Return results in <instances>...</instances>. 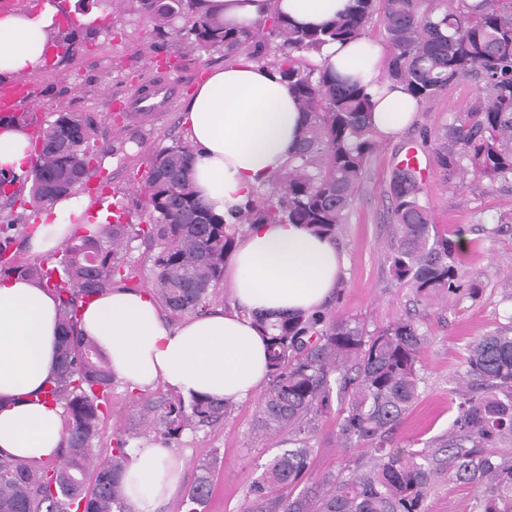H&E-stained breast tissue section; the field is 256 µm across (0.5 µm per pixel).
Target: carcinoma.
I'll return each instance as SVG.
<instances>
[{"mask_svg":"<svg viewBox=\"0 0 512 512\" xmlns=\"http://www.w3.org/2000/svg\"><path fill=\"white\" fill-rule=\"evenodd\" d=\"M192 0H140L158 34L190 10ZM379 23L389 44L388 78L403 83L420 102L436 98L464 79L477 81L470 110L430 136L434 166L443 177L473 172L495 183L512 178V0H352L336 19L297 29L273 16L256 27L229 31L216 17L196 15L186 29L191 43L224 49L275 67L296 91L309 122L298 151L267 185L236 213L235 222L196 196L190 174L194 148L177 142L148 164L137 191L138 223L122 221L125 206L110 204L116 222L89 224L57 254L22 264L11 251L14 224L0 229V279L13 275L52 289L60 303L63 336L59 365L43 391L63 407L64 460L39 467L0 453V512H128L121 476L130 454L118 438L111 454L93 463L92 441L112 390V370L80 329L90 298L120 283L136 289L128 255L141 240L153 249L155 290L172 311L203 314L210 289L224 279V264L254 224H302L336 240L366 166L380 141L370 121L373 102L364 88L333 75L306 55L330 41L366 36ZM92 123L58 112L42 124L41 149L32 166L31 207L71 192L90 174ZM18 178L0 177V198ZM389 195L396 223L388 260L393 279L424 299L473 295L461 284L456 241L433 231L429 202L409 167L398 169ZM268 338L270 382L256 405L255 433L287 431L292 447L275 457L249 486L253 506L245 512H426L434 477L484 487L480 512H512V461L492 448L512 438V328L466 345L467 390L461 393L452 428L431 448H395L388 434L410 411L424 382L420 359L425 336L401 320L369 333L360 321L327 308L260 321ZM350 390L339 423L346 448L367 447L370 461L323 478L318 491L286 499L278 492L296 486L309 468L312 419L330 408V375ZM229 405L204 395L170 397L155 412L143 405L146 430L170 444L187 429L213 425ZM95 465V482L84 478ZM212 491L199 476L183 500L185 512H200Z\"/></svg>","mask_w":512,"mask_h":512,"instance_id":"carcinoma-1","label":"carcinoma"}]
</instances>
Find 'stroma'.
Instances as JSON below:
<instances>
[{"mask_svg":"<svg viewBox=\"0 0 512 512\" xmlns=\"http://www.w3.org/2000/svg\"><path fill=\"white\" fill-rule=\"evenodd\" d=\"M76 45L58 51L51 67L37 75V105L44 119L73 112L92 119V140L108 151L110 164L101 167L93 186H79L94 203L123 195L135 203L137 179L159 150L185 140L181 115L197 84L214 68L224 66L220 49H191L185 37H156L154 24L140 10L139 0H116L111 12L87 37L86 27L70 26ZM170 61L163 74L176 86L168 105L143 122L113 121V98L131 96L145 84L151 65ZM475 84H452L438 97L421 102L414 124L382 140L371 157L348 222L336 239L345 257L342 279L328 306L343 316L359 319L373 332L401 320L416 322L426 336L421 361L426 382L416 406L394 428L391 440L399 448L421 449L445 435L456 415L455 394L465 370L468 342L512 325V180L487 185L473 175L441 181L433 168L426 134L468 111ZM416 148L423 168L418 180L429 201L432 221L439 234L461 236L466 249L459 255L463 284H477V297L448 303L417 301L409 286L397 283L386 260L395 223L388 187L398 160ZM162 386L135 397L128 386L113 382L110 412L99 423L92 447L108 455L116 439L136 448L149 435L141 423L143 400L167 397ZM255 400L233 404L224 419L211 427L185 430L172 451L185 461L181 489L156 512H183L187 488L211 463L212 493L204 512H245L250 503L248 487L268 463L286 448L285 435L257 437ZM340 400L314 420L310 467L303 487L318 485L325 476L337 475L364 461V448L342 447L338 424ZM483 491L440 476L426 501L427 512H478Z\"/></svg>","mask_w":512,"mask_h":512,"instance_id":"obj_1","label":"stroma"}]
</instances>
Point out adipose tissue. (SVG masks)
Segmentation results:
<instances>
[{"label": "adipose tissue", "mask_w": 512, "mask_h": 512, "mask_svg": "<svg viewBox=\"0 0 512 512\" xmlns=\"http://www.w3.org/2000/svg\"><path fill=\"white\" fill-rule=\"evenodd\" d=\"M349 0H197L200 13L225 28L250 27L277 13L304 28L322 26ZM58 6L0 15V82L44 71ZM381 48L367 40L322 46L332 73L357 78L374 102L372 124L390 137L415 120L419 104L403 84L380 78ZM195 147L191 178L197 194L228 215L280 171L296 151L306 120L294 90L271 66L247 58L214 71L197 86L183 117ZM31 139L16 125L0 126V170L26 176ZM88 196L64 194L41 214L32 233L35 255L51 253L77 225L105 222ZM344 259L334 242L298 224H256L239 242L224 276L231 311L163 320L152 294L119 286L85 305L80 327L132 389L163 386L190 397L207 394L232 404L255 395L268 378L266 342L256 321L319 309L341 280ZM59 303L26 277L0 281V451L25 464L55 458L62 444V408L43 392L57 370ZM184 464L162 443L135 449L123 475L135 512H155L178 488Z\"/></svg>", "instance_id": "ef3b65f1"}]
</instances>
